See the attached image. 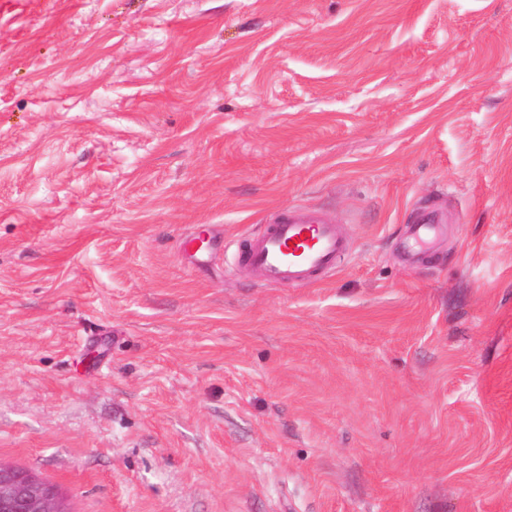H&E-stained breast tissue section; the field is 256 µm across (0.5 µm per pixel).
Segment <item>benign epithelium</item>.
Instances as JSON below:
<instances>
[{
	"label": "benign epithelium",
	"instance_id": "benign-epithelium-1",
	"mask_svg": "<svg viewBox=\"0 0 512 512\" xmlns=\"http://www.w3.org/2000/svg\"><path fill=\"white\" fill-rule=\"evenodd\" d=\"M0 512H67L55 489L0 460Z\"/></svg>",
	"mask_w": 512,
	"mask_h": 512
}]
</instances>
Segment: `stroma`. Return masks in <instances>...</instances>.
<instances>
[{
    "mask_svg": "<svg viewBox=\"0 0 512 512\" xmlns=\"http://www.w3.org/2000/svg\"><path fill=\"white\" fill-rule=\"evenodd\" d=\"M295 205L333 274L233 265ZM0 459L70 512H512V0H0ZM442 224L432 213L420 215L418 224L411 227L413 246L424 247L429 244L441 231Z\"/></svg>",
    "mask_w": 512,
    "mask_h": 512,
    "instance_id": "1",
    "label": "stroma"
}]
</instances>
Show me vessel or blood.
<instances>
[{"mask_svg":"<svg viewBox=\"0 0 512 512\" xmlns=\"http://www.w3.org/2000/svg\"><path fill=\"white\" fill-rule=\"evenodd\" d=\"M440 231L439 220L426 212L412 226L411 240L423 247ZM343 252L339 225L318 212L293 206L249 243L241 260L264 283L297 284L333 272Z\"/></svg>","mask_w":512,"mask_h":512,"instance_id":"obj_1","label":"vessel or blood"}]
</instances>
